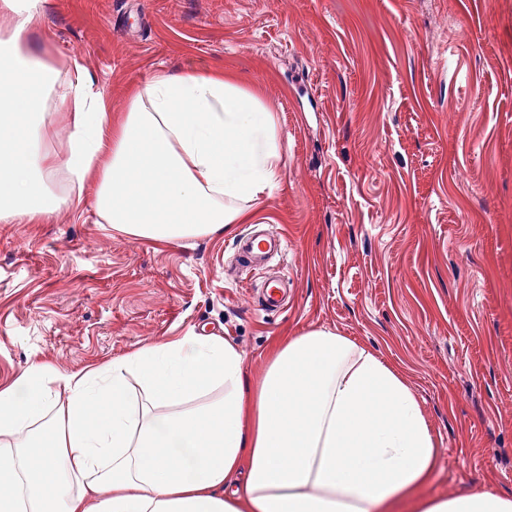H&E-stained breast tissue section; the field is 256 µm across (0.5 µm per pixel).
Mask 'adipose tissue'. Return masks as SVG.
Instances as JSON below:
<instances>
[{
    "instance_id": "obj_1",
    "label": "adipose tissue",
    "mask_w": 512,
    "mask_h": 512,
    "mask_svg": "<svg viewBox=\"0 0 512 512\" xmlns=\"http://www.w3.org/2000/svg\"><path fill=\"white\" fill-rule=\"evenodd\" d=\"M0 16L1 224L72 207L94 170L100 223L175 243L242 223L276 179V119L223 73L156 72L116 121L79 59L29 43L43 0H0ZM439 454L397 371L326 329L279 343L255 383L234 345L191 332L68 371L36 362L0 387V512H388ZM420 512H512V498Z\"/></svg>"
}]
</instances>
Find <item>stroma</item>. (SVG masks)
Here are the masks:
<instances>
[{"instance_id": "obj_1", "label": "stroma", "mask_w": 512, "mask_h": 512, "mask_svg": "<svg viewBox=\"0 0 512 512\" xmlns=\"http://www.w3.org/2000/svg\"><path fill=\"white\" fill-rule=\"evenodd\" d=\"M31 34L81 60L120 118L159 70L223 71L281 136L277 180L221 236L134 241L83 201L0 223V385L195 331L257 380L309 329L349 337L413 390L439 496L512 495V0H45ZM288 242L260 269L234 243ZM281 279L288 305L264 309Z\"/></svg>"}]
</instances>
